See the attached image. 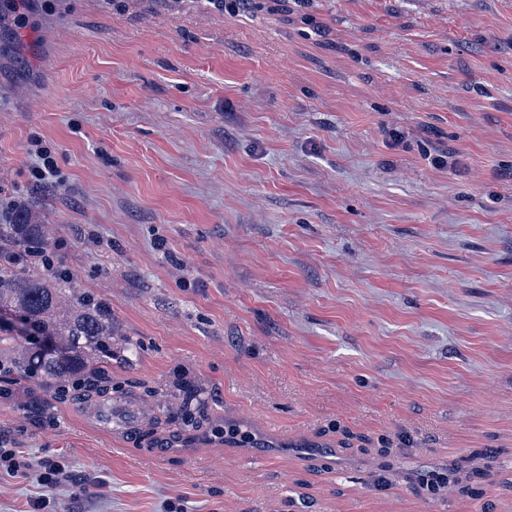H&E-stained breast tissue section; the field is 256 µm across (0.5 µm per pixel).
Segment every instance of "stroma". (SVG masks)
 Segmentation results:
<instances>
[{
	"label": "stroma",
	"mask_w": 512,
	"mask_h": 512,
	"mask_svg": "<svg viewBox=\"0 0 512 512\" xmlns=\"http://www.w3.org/2000/svg\"><path fill=\"white\" fill-rule=\"evenodd\" d=\"M0 15V198L109 304L107 399L146 414L14 387L0 512H512V0ZM29 155L32 163L28 167L33 183H49L59 179V169L52 149L38 135L29 138ZM89 418L104 429L112 430L114 425L124 429H136L141 423V416L135 406L128 404L119 412L113 410L112 405L92 407L88 411ZM23 454L18 448H0V472L25 475L30 465Z\"/></svg>",
	"instance_id": "35a3bbf8"
}]
</instances>
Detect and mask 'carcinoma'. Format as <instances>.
Masks as SVG:
<instances>
[{
	"label": "carcinoma",
	"mask_w": 512,
	"mask_h": 512,
	"mask_svg": "<svg viewBox=\"0 0 512 512\" xmlns=\"http://www.w3.org/2000/svg\"><path fill=\"white\" fill-rule=\"evenodd\" d=\"M54 247L47 224H0V313L54 340L47 348L0 327V372L17 385L36 380L59 387L81 377L85 392L102 394L118 335L112 310L65 266L44 265L40 257Z\"/></svg>",
	"instance_id": "1"
}]
</instances>
